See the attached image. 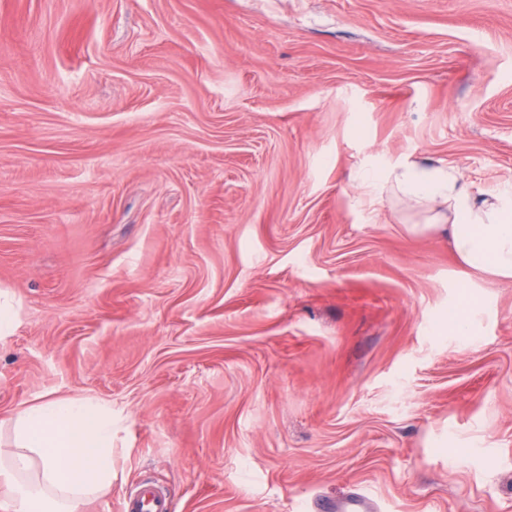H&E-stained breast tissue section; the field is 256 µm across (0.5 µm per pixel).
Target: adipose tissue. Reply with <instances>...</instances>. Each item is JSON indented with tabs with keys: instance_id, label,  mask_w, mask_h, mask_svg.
Masks as SVG:
<instances>
[{
	"instance_id": "ef3b65f1",
	"label": "adipose tissue",
	"mask_w": 512,
	"mask_h": 512,
	"mask_svg": "<svg viewBox=\"0 0 512 512\" xmlns=\"http://www.w3.org/2000/svg\"><path fill=\"white\" fill-rule=\"evenodd\" d=\"M372 191L388 188L426 208V227L448 233L466 273L512 279V190L475 194L454 168L404 158L364 171ZM0 448V498L14 512H76L112 485V408L92 398L44 399L7 421Z\"/></svg>"
}]
</instances>
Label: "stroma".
Wrapping results in <instances>:
<instances>
[{"label":"stroma","mask_w":512,"mask_h":512,"mask_svg":"<svg viewBox=\"0 0 512 512\" xmlns=\"http://www.w3.org/2000/svg\"><path fill=\"white\" fill-rule=\"evenodd\" d=\"M406 156L512 187V0H0V419L111 404L78 512H512V280ZM371 194L392 187L430 214L423 224L448 231V247L467 274L512 279V190L476 195L463 176L445 165L409 157L380 175L361 174ZM173 499L158 486L145 482L123 499L121 512H174ZM310 510L314 512H375L372 499L359 490H354L341 499L312 501Z\"/></svg>","instance_id":"obj_1"}]
</instances>
